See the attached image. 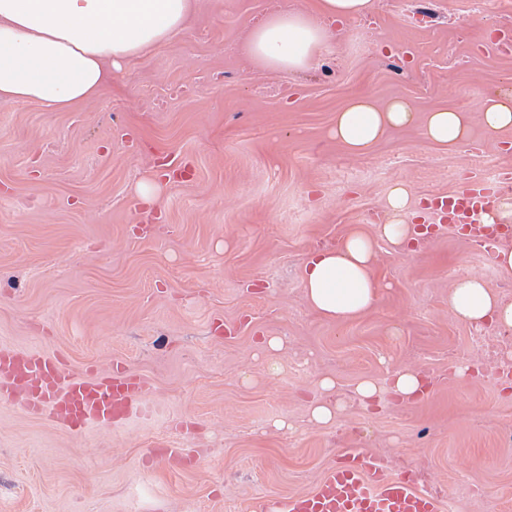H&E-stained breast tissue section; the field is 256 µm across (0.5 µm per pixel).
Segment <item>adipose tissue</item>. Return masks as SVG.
Returning <instances> with one entry per match:
<instances>
[{
  "label": "adipose tissue",
  "instance_id": "ef3b65f1",
  "mask_svg": "<svg viewBox=\"0 0 512 512\" xmlns=\"http://www.w3.org/2000/svg\"><path fill=\"white\" fill-rule=\"evenodd\" d=\"M373 9V0H317L311 12L278 9L249 29L242 52L264 69L304 71L335 54L341 26ZM192 11L193 0H0V107L74 108L99 95L126 60L184 31ZM412 118L405 102L380 107L361 96L337 112L332 134L349 153L363 154ZM422 134L456 146L469 135L465 111L427 113ZM372 261V244L358 232L315 253L302 272L309 306L337 322L373 308L380 286ZM448 308L476 328L512 332V302L479 277L456 278Z\"/></svg>",
  "mask_w": 512,
  "mask_h": 512
}]
</instances>
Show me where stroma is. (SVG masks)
Segmentation results:
<instances>
[{
    "mask_svg": "<svg viewBox=\"0 0 512 512\" xmlns=\"http://www.w3.org/2000/svg\"><path fill=\"white\" fill-rule=\"evenodd\" d=\"M374 2L336 55L288 73L236 46L267 13L315 0H197L185 31L98 97L0 109V345L62 352L76 372L123 362L150 407L67 432L0 403V512H257L310 491L348 448L410 473L445 512H512V332L448 309L455 277L511 301L512 279L425 209L484 166L512 170V128L487 130L475 110L512 93V48L494 47L512 0H435L421 27L411 0ZM359 95L406 101L415 120L347 154L331 131ZM452 105L469 112L468 140L424 139L425 114ZM398 183L413 224L433 227L413 255L381 233ZM355 231L373 240L381 296L330 321L302 269ZM271 337L281 349H262ZM405 368L424 382L409 404L387 389ZM327 377L342 407L321 425L308 403ZM367 378L383 392L365 410L353 391ZM174 446L188 469L152 454Z\"/></svg>",
    "mask_w": 512,
    "mask_h": 512,
    "instance_id": "1",
    "label": "stroma"
}]
</instances>
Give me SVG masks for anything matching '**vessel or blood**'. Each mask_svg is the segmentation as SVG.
<instances>
[{"mask_svg":"<svg viewBox=\"0 0 512 512\" xmlns=\"http://www.w3.org/2000/svg\"><path fill=\"white\" fill-rule=\"evenodd\" d=\"M497 194L495 184L477 177L443 202L441 220L470 228L476 238L510 237V226L490 232L482 225ZM0 402L75 431L145 413L147 388L142 376L120 366L107 375L91 368L77 373L59 354L1 345ZM263 512H444V504L383 460L350 449L337 456L311 491L273 501Z\"/></svg>","mask_w":512,"mask_h":512,"instance_id":"vessel-or-blood-1","label":"vessel or blood"}]
</instances>
